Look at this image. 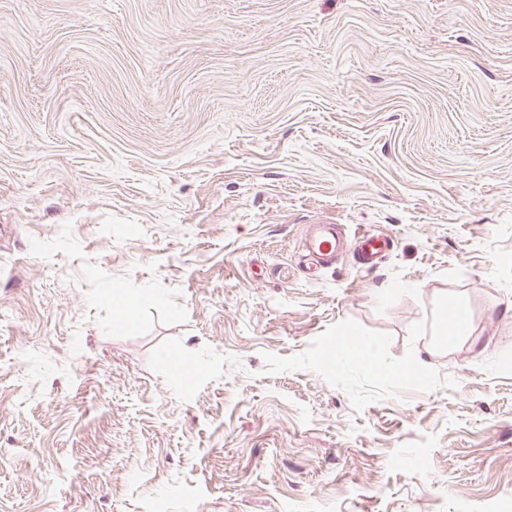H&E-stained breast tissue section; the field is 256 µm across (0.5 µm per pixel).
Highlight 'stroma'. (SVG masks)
Masks as SVG:
<instances>
[{
	"mask_svg": "<svg viewBox=\"0 0 512 512\" xmlns=\"http://www.w3.org/2000/svg\"><path fill=\"white\" fill-rule=\"evenodd\" d=\"M347 319L457 389L266 373ZM0 512H512V0H0ZM312 231L306 235L303 256L317 266L336 264L337 258L352 251L362 265L373 267L386 256L391 238L379 231L363 229L351 239L342 238L336 225L330 223L311 224Z\"/></svg>",
	"mask_w": 512,
	"mask_h": 512,
	"instance_id": "1",
	"label": "stroma"
}]
</instances>
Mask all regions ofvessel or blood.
<instances>
[{
	"mask_svg": "<svg viewBox=\"0 0 512 512\" xmlns=\"http://www.w3.org/2000/svg\"><path fill=\"white\" fill-rule=\"evenodd\" d=\"M389 243V236L376 230L364 229L345 239L337 233L335 225L319 223L307 234L303 252L312 264L321 267L335 264L348 251L357 255L361 264L372 267L385 257Z\"/></svg>",
	"mask_w": 512,
	"mask_h": 512,
	"instance_id": "vessel-or-blood-1",
	"label": "vessel or blood"
}]
</instances>
